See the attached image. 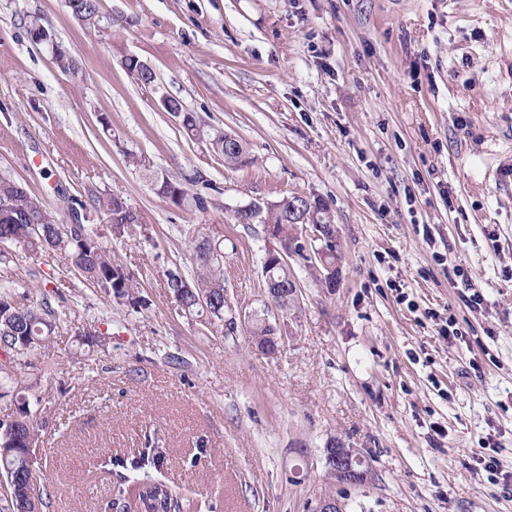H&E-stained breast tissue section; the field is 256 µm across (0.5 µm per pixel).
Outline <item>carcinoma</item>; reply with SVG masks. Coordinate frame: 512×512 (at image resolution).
Segmentation results:
<instances>
[{
    "label": "carcinoma",
    "instance_id": "1",
    "mask_svg": "<svg viewBox=\"0 0 512 512\" xmlns=\"http://www.w3.org/2000/svg\"><path fill=\"white\" fill-rule=\"evenodd\" d=\"M168 111L181 112V123L190 137L201 134L195 116L182 111L181 104L166 99ZM212 151L224 159V164L236 167L246 162L247 149L240 144L238 150L224 149V133L215 131L208 134ZM158 195L169 203L182 207L187 204V192L182 185L169 178L155 182ZM92 208L109 224L115 236L124 235L129 227L138 223L137 214L129 208L123 197L112 193H91ZM10 213L15 221H0V238L11 244H19L32 253L59 251L67 256L73 268L85 280L95 284L107 293L128 296L134 288L133 276L126 273L100 242V236L93 225L83 224L78 228L45 220L47 207L30 192L0 194V211ZM235 220L239 224L273 225L272 238H291L299 224H331L333 218L327 205L319 198L309 199L304 209L290 211L288 197L266 203L251 202L235 210ZM37 230H31V225ZM191 244V257L194 274L186 279L179 274H170L167 288L173 294L181 309L190 315L206 317L208 323L224 321V267L213 263L210 256L219 253L224 256V245L219 240L199 239L195 232H186ZM276 280L286 288V296L280 308L288 311L298 303L293 289L300 282L287 262L276 267ZM0 323L8 325L11 333L0 337V351L13 359L22 356L50 338L48 324H56L55 311L49 305L20 306L10 295H0ZM248 333L252 343L267 355L276 354L271 337L277 335L266 319L255 316L250 321ZM17 413L20 422L13 435L0 434V477L4 480V493L0 494V512H18L26 508L29 512H42L45 507L43 492L35 486L33 469L29 468V444L39 441L42 427L41 409L30 406L28 400L18 402ZM165 454L160 448H146L128 464L121 460L116 466L124 469L121 481L137 489L136 495L143 506L142 512H168L169 502L177 507H186L182 497L157 477L161 472Z\"/></svg>",
    "mask_w": 512,
    "mask_h": 512
}]
</instances>
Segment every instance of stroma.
Segmentation results:
<instances>
[{"label": "stroma", "instance_id": "obj_1", "mask_svg": "<svg viewBox=\"0 0 512 512\" xmlns=\"http://www.w3.org/2000/svg\"><path fill=\"white\" fill-rule=\"evenodd\" d=\"M100 15L92 27L64 0H0V175L97 225L137 282L117 298L64 255L4 247L0 291L60 315L21 384L0 383V417L22 397L43 410L45 512H112L129 488L111 462L148 436L165 479L212 512H308L335 489L332 439L369 456L347 512H512V490L474 462L487 440L512 472V0H100ZM35 17L78 74L32 38ZM165 96L241 138L250 163L225 167ZM156 176L203 208L170 205ZM92 191L124 197L133 231L113 237ZM293 193L328 206L339 274L327 287L319 261L290 257L301 295L270 316L287 338L270 357L243 328L264 308L274 241L234 212ZM186 227L224 241L234 333L166 287L191 272ZM451 321L464 340L441 336ZM98 325L111 340L81 345Z\"/></svg>", "mask_w": 512, "mask_h": 512}]
</instances>
